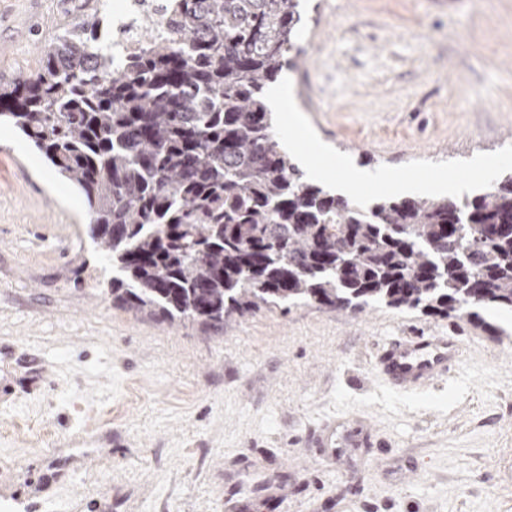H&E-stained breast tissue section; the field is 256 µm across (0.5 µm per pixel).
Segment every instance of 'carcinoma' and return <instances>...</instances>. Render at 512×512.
I'll list each match as a JSON object with an SVG mask.
<instances>
[{
  "label": "carcinoma",
  "mask_w": 512,
  "mask_h": 512,
  "mask_svg": "<svg viewBox=\"0 0 512 512\" xmlns=\"http://www.w3.org/2000/svg\"><path fill=\"white\" fill-rule=\"evenodd\" d=\"M79 22L0 83L8 118L85 196L112 300L171 323L381 305L496 328L512 314V173L481 193L371 205L308 181L264 90L305 55L300 0H179L126 65Z\"/></svg>",
  "instance_id": "carcinoma-1"
}]
</instances>
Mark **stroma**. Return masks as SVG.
<instances>
[{"instance_id": "stroma-1", "label": "stroma", "mask_w": 512, "mask_h": 512, "mask_svg": "<svg viewBox=\"0 0 512 512\" xmlns=\"http://www.w3.org/2000/svg\"><path fill=\"white\" fill-rule=\"evenodd\" d=\"M114 0H0V81ZM294 95L350 167L512 172V0H301ZM84 196L0 123V512H512V315L298 305L205 327L112 301ZM456 333L417 393L399 336ZM356 448H311L321 424ZM98 432L88 449L76 437ZM459 352L457 336H414L392 342L375 357L374 366L397 389L420 390L446 376Z\"/></svg>"}]
</instances>
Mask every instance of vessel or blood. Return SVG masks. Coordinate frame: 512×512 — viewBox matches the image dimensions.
<instances>
[{
  "instance_id": "obj_1",
  "label": "vessel or blood",
  "mask_w": 512,
  "mask_h": 512,
  "mask_svg": "<svg viewBox=\"0 0 512 512\" xmlns=\"http://www.w3.org/2000/svg\"><path fill=\"white\" fill-rule=\"evenodd\" d=\"M459 352L457 337L422 335L392 342L375 357L374 366L397 389L420 390L446 376Z\"/></svg>"
}]
</instances>
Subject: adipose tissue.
I'll use <instances>...</instances> for the list:
<instances>
[{
  "label": "adipose tissue",
  "mask_w": 512,
  "mask_h": 512,
  "mask_svg": "<svg viewBox=\"0 0 512 512\" xmlns=\"http://www.w3.org/2000/svg\"><path fill=\"white\" fill-rule=\"evenodd\" d=\"M269 98L281 122L291 132L288 140L289 152L300 158L305 171L313 179L337 184L345 193L355 189H367L407 194L440 192L458 195L466 188L465 182L449 180L444 173L432 178H420L392 171L350 168L344 158L334 155L326 145L318 142L314 133L306 126L289 82H282L273 88Z\"/></svg>",
  "instance_id": "ef3b65f1"
}]
</instances>
